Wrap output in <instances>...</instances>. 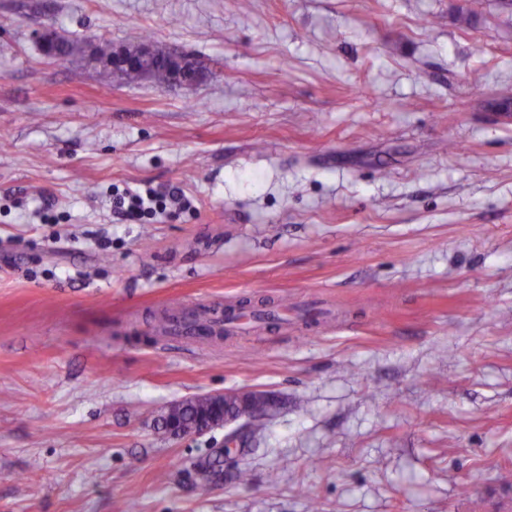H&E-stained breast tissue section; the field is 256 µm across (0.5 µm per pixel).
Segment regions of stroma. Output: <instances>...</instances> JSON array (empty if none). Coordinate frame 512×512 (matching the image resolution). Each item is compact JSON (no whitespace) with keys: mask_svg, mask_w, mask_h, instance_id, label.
Masks as SVG:
<instances>
[{"mask_svg":"<svg viewBox=\"0 0 512 512\" xmlns=\"http://www.w3.org/2000/svg\"><path fill=\"white\" fill-rule=\"evenodd\" d=\"M1 16L0 512H512V117L491 107L512 90V0ZM45 22L151 40L207 77L101 92L86 57L42 54ZM117 188L195 209L128 224ZM246 299L287 300V322L202 344L153 330ZM227 391L276 406L202 491L225 428L156 421Z\"/></svg>","mask_w":512,"mask_h":512,"instance_id":"stroma-1","label":"stroma"}]
</instances>
